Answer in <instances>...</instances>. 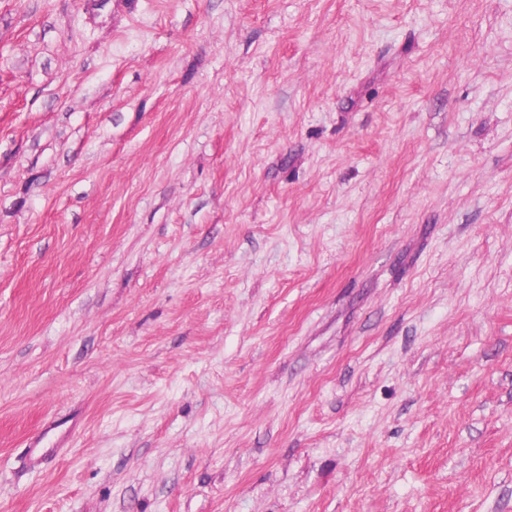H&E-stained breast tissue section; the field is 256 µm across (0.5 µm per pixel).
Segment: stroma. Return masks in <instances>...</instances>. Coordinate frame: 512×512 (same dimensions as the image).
<instances>
[{
  "instance_id": "obj_1",
  "label": "stroma",
  "mask_w": 512,
  "mask_h": 512,
  "mask_svg": "<svg viewBox=\"0 0 512 512\" xmlns=\"http://www.w3.org/2000/svg\"><path fill=\"white\" fill-rule=\"evenodd\" d=\"M0 512H512V0H0Z\"/></svg>"
}]
</instances>
